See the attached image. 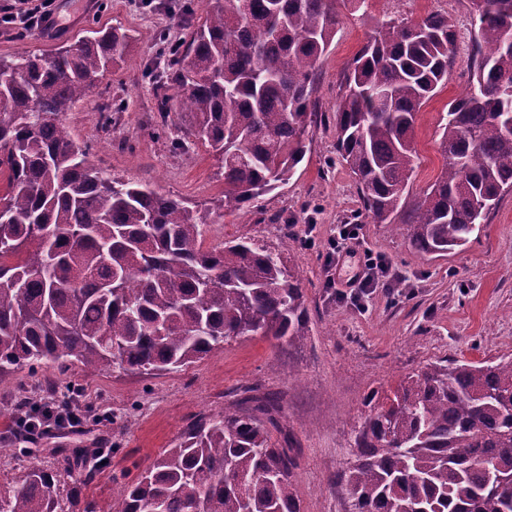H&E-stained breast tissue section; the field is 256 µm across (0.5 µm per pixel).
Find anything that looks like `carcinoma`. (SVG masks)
<instances>
[{
    "mask_svg": "<svg viewBox=\"0 0 512 512\" xmlns=\"http://www.w3.org/2000/svg\"><path fill=\"white\" fill-rule=\"evenodd\" d=\"M339 2L224 0L162 52L159 87L181 91L185 136L219 156L225 209L242 219L305 156ZM470 2L469 88L439 124L441 174L411 207L410 132L456 64L452 20L388 26L358 52L336 105V151L366 216L384 224L405 213L413 246L431 255L465 245L512 192V12ZM129 41L113 28L0 59V377L71 364L87 375L166 371L230 337L282 346L306 335L301 279L281 254L244 240L205 248L206 219L187 203L100 175L71 139L62 116ZM46 393L70 409V390ZM367 405L343 474L353 512H512V358L437 362ZM275 410L258 401L196 419L111 509L80 497L105 450L70 448L56 470L32 465L1 490L0 512H301L293 438L271 439Z\"/></svg>",
    "mask_w": 512,
    "mask_h": 512,
    "instance_id": "cac0c4a2",
    "label": "carcinoma"
}]
</instances>
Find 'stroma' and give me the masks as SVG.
<instances>
[{"instance_id": "obj_1", "label": "stroma", "mask_w": 512, "mask_h": 512, "mask_svg": "<svg viewBox=\"0 0 512 512\" xmlns=\"http://www.w3.org/2000/svg\"><path fill=\"white\" fill-rule=\"evenodd\" d=\"M214 5L215 0H55L58 27L23 34L0 30V58L72 45L94 30L127 31L125 57L64 115L72 140L88 147L90 163L103 175L146 184L206 214L205 247L244 239L280 253L302 279L308 332L289 347L264 336L230 338L204 359L163 372L114 366L89 376L76 366L46 369V376L79 390L84 432L0 456V487L30 465L53 469V449L99 446L111 449V465L82 493L108 505L119 493L116 477L137 475L165 449L179 446L193 420L235 410L255 396L275 403L280 425L294 437L301 512H349L338 477L351 459L367 397L447 358L483 362L512 356V192L465 246L441 256L423 254L405 229L365 218L355 177L336 152L332 120L343 76L378 27L447 12L455 25L457 63L415 125L408 195H421L443 163L438 125L469 79V0H363L342 6L317 73L322 118L310 129L307 153L285 184L261 198L260 213L245 222L225 212L219 158L202 144L185 142L178 89L167 91V114L158 112L153 73L162 42L189 39ZM343 224L359 225L362 250L384 257L401 277L398 287L376 289L361 309L337 302L335 289L324 285L325 258ZM41 392L28 368L0 378V441L10 442L16 432L18 400Z\"/></svg>"}]
</instances>
